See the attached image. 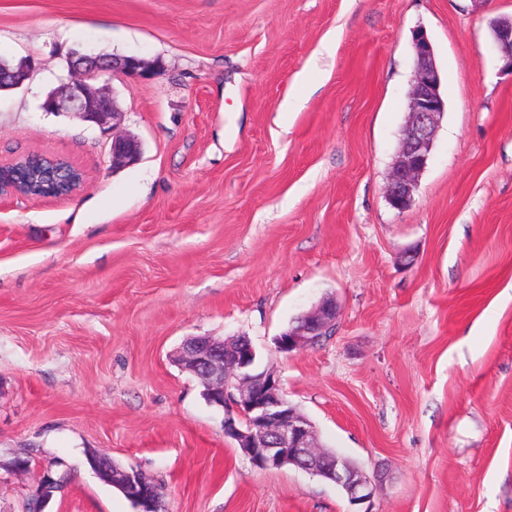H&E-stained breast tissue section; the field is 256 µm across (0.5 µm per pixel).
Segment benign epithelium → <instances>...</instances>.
<instances>
[{"label": "benign epithelium", "instance_id": "7a95c632", "mask_svg": "<svg viewBox=\"0 0 512 512\" xmlns=\"http://www.w3.org/2000/svg\"><path fill=\"white\" fill-rule=\"evenodd\" d=\"M489 26L503 67L512 70V17L493 18ZM413 49L409 117L386 187L388 203L398 210L406 209L414 199L445 111L440 72L424 30L414 32ZM70 68L77 77L50 92L41 104L42 110L76 113L104 125L109 120L117 121L121 112L115 97L96 87L94 81L105 73L148 78L158 71L160 64L136 56L73 52ZM140 157V145L133 137H112V167H131ZM336 315V303L322 301L277 338L278 351L290 355L314 346L322 337L331 335ZM180 354L185 368L206 386L209 404L224 409V434L238 443L256 468L272 470L293 464L335 484L353 506L371 502L376 480L349 459L331 454L317 444L312 423L285 398L274 373L260 366L248 337L216 341L208 336H195L184 341ZM54 481L51 470H43L32 499V512H44ZM123 490L136 504L137 512H162L155 484L138 470L133 468L124 473Z\"/></svg>", "mask_w": 512, "mask_h": 512}]
</instances>
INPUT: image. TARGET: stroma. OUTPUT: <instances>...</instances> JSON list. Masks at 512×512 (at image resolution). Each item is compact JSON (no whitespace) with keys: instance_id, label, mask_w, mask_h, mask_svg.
Here are the masks:
<instances>
[{"instance_id":"stroma-1","label":"stroma","mask_w":512,"mask_h":512,"mask_svg":"<svg viewBox=\"0 0 512 512\" xmlns=\"http://www.w3.org/2000/svg\"><path fill=\"white\" fill-rule=\"evenodd\" d=\"M512 0H0V163L86 174L0 198V512H135L87 450L163 488L165 512H350L334 484L253 467L175 358L248 336L321 443L381 481L371 512H512ZM426 31L445 113L413 203L386 199ZM159 61L99 77L137 137L46 112L71 52ZM297 101L278 110L288 96ZM330 337H277L325 298ZM33 459L28 473L8 465ZM492 42L501 55L503 67L512 71V17H496L490 20ZM141 157L140 145L129 135L112 136V166L127 168L138 163Z\"/></svg>"}]
</instances>
